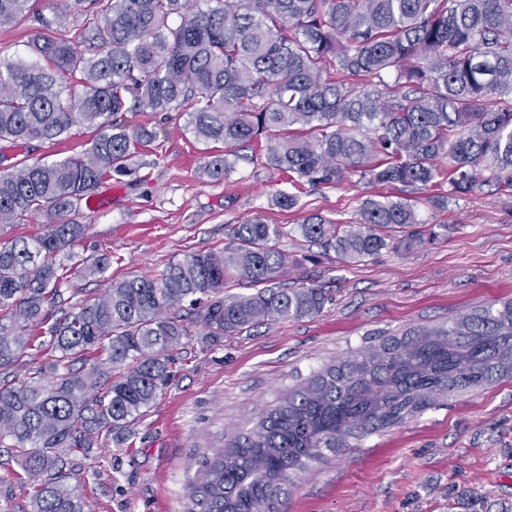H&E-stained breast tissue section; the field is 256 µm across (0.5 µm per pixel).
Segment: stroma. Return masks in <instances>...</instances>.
Returning a JSON list of instances; mask_svg holds the SVG:
<instances>
[{
	"mask_svg": "<svg viewBox=\"0 0 512 512\" xmlns=\"http://www.w3.org/2000/svg\"><path fill=\"white\" fill-rule=\"evenodd\" d=\"M163 135L149 145L151 164L134 176L104 180L105 208L81 209L85 237L74 253L111 255L120 281L158 274L185 255L220 249L235 224L257 216L296 224L304 213L353 220L366 185H326L301 193L302 210L275 205L293 186L261 158L238 161L227 178L208 164L222 144L204 146L185 116L138 118ZM93 130L77 126L61 142L0 141V170L26 161L80 155ZM435 231L357 263L324 255L299 236L284 238L288 277L323 288L321 313L271 321L211 349L188 338L172 350L175 377L139 417L120 448H97L75 464L93 512H185L187 488L202 457L254 428L289 390L314 373L380 343L384 336L438 326L448 317L512 298V195L484 192L422 209ZM488 503H512V380L443 399L404 424L352 440L284 485L283 512H470L462 491Z\"/></svg>",
	"mask_w": 512,
	"mask_h": 512,
	"instance_id": "1",
	"label": "stroma"
}]
</instances>
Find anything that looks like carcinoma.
I'll return each mask as SVG.
<instances>
[{
	"label": "carcinoma",
	"instance_id": "1",
	"mask_svg": "<svg viewBox=\"0 0 512 512\" xmlns=\"http://www.w3.org/2000/svg\"><path fill=\"white\" fill-rule=\"evenodd\" d=\"M0 0V27L29 22L22 53L0 57V141L60 142L94 130L77 157L0 170V227L45 215L40 235L0 245V512L18 487L30 512H86L74 454L121 445L171 377L168 351L198 329L211 347L273 320L313 317L322 289L288 284L281 240L298 234L353 262L389 247L420 219L419 205L483 191L512 192V0H69L81 50L35 9ZM178 112L226 176L241 151L296 184L400 185L411 195L365 196L349 224L317 214L288 227L234 225L233 244L191 253L152 278L108 282L53 318L64 264L87 225L72 215L101 182L150 166L138 145L164 129L133 124ZM439 188V193L420 191ZM110 257L75 270L104 276ZM239 278L256 290L226 295ZM49 337L51 367L16 379L32 342ZM98 357L73 368L87 353ZM512 378V299L389 336L314 375L198 462L186 512H282L283 484L358 439L439 398Z\"/></svg>",
	"mask_w": 512,
	"mask_h": 512
}]
</instances>
